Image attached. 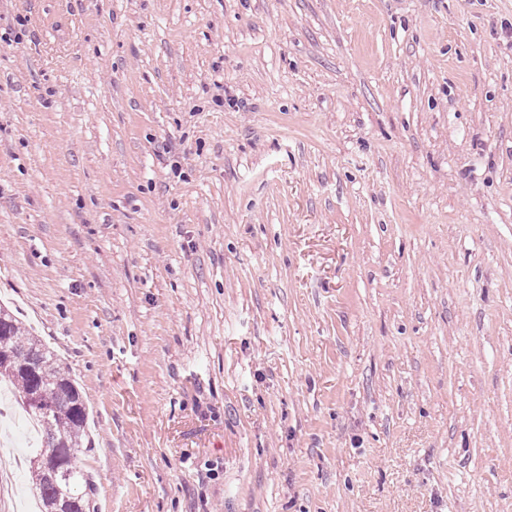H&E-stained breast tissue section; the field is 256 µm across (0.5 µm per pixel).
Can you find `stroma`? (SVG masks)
Masks as SVG:
<instances>
[{
    "mask_svg": "<svg viewBox=\"0 0 512 512\" xmlns=\"http://www.w3.org/2000/svg\"><path fill=\"white\" fill-rule=\"evenodd\" d=\"M0 302L96 512H512V0H0Z\"/></svg>",
    "mask_w": 512,
    "mask_h": 512,
    "instance_id": "stroma-1",
    "label": "stroma"
}]
</instances>
